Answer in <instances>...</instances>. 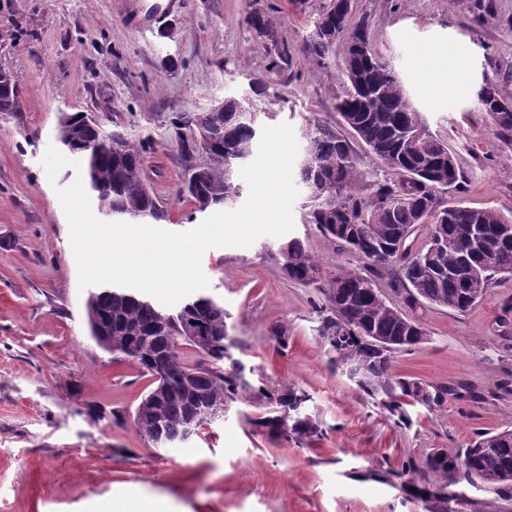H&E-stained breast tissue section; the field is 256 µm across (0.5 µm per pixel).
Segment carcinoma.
<instances>
[{"label":"carcinoma","mask_w":512,"mask_h":512,"mask_svg":"<svg viewBox=\"0 0 512 512\" xmlns=\"http://www.w3.org/2000/svg\"><path fill=\"white\" fill-rule=\"evenodd\" d=\"M249 25L269 57L268 69L279 72L291 66L292 54L277 24L262 10L249 14ZM366 16L356 17L352 0H331L313 21L320 39L307 37L302 51L316 65L324 64L337 42L346 37L367 48L359 54L348 50L342 70L345 90L336 111L353 138L363 145L392 178L370 185L362 192L364 177L349 138L339 131L307 119L304 162L296 169L297 180L315 201L308 223L341 250L362 258L361 268L341 269L330 280L298 239L279 249L288 277L318 288L325 296L320 307L318 336L336 335V327L349 328L350 356L365 371L360 388L368 395L395 392L431 408L442 392L430 393L414 380L389 382L391 356L373 342L376 336L406 337L411 319L394 310L374 292L375 279L386 277L390 287L404 293L409 308L429 303L465 313L479 299L472 289L486 288L491 280L512 278V214L495 208L471 207L452 202L460 194L465 175L456 153L439 133L430 131L394 70L375 52ZM485 94H476L474 110L506 147L512 149V95L489 77ZM18 108L17 85L0 87V110ZM253 106L235 98L224 99V111L173 112L169 123L181 131L180 153L189 163L183 191L198 211L225 207L241 194L233 168L251 162L259 139V124L243 116ZM60 127V143L85 161V178L97 200L98 211L115 222L160 224L167 211L145 180L146 162L155 141L146 134L133 138L121 127L101 129L83 122L75 112ZM205 150L207 165L193 164V156ZM428 229L427 240L418 243V232ZM89 328L99 322L112 328L110 352L132 357L140 368L154 375L153 363L163 365L164 376L155 380L162 395L155 402L143 398L134 422L158 448H175L189 439L188 421L212 404H229L245 398L265 402L267 411L254 425L280 436L292 431L313 435L316 428L301 414L307 395L294 389H267L240 377L243 365L230 352L224 305L214 297H188L172 313L149 295L121 285H104L86 303ZM195 325L211 341L205 345L182 337L184 322ZM191 345L208 358L207 367L191 371L181 347ZM423 478L415 496L446 503L456 497L452 488L474 479L492 476L512 485V434L480 433L462 453H439L413 468Z\"/></svg>","instance_id":"1"}]
</instances>
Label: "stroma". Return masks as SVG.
Masks as SVG:
<instances>
[{
	"label": "stroma",
	"mask_w": 512,
	"mask_h": 512,
	"mask_svg": "<svg viewBox=\"0 0 512 512\" xmlns=\"http://www.w3.org/2000/svg\"><path fill=\"white\" fill-rule=\"evenodd\" d=\"M330 0H173L147 15L144 0H0V66L14 72L20 109L0 112V512H104L117 499L167 502L170 512H437L408 489L412 469L434 449H465L480 432L512 430V279L493 282L471 310L414 311L426 340L391 356L390 380L444 390L404 418L384 394L367 395L338 368L319 338L323 294L290 280L280 238L205 251L207 291L228 314L233 353L254 383L308 396L314 436L279 437L252 426L260 400L228 406L220 425L161 452L139 432L135 410L153 379L92 338L78 287L70 227L56 193L76 172L49 182L42 159L56 144L60 111L99 116L129 134L151 132L146 175L168 211L163 230L205 219L180 194L187 175L173 112L197 113L227 97L250 99L263 123L306 120L338 127L344 44L323 66L301 47ZM371 22L372 44L404 83L431 131L446 135L467 181L458 199L512 212V152L475 112L468 95L429 90L415 55L463 52L466 78L512 93V0H354ZM267 12L293 60L278 73L247 18ZM275 93L253 96L255 81ZM299 193L292 237L323 276L358 265L307 221ZM287 346H280V337Z\"/></svg>",
	"instance_id": "stroma-1"
}]
</instances>
